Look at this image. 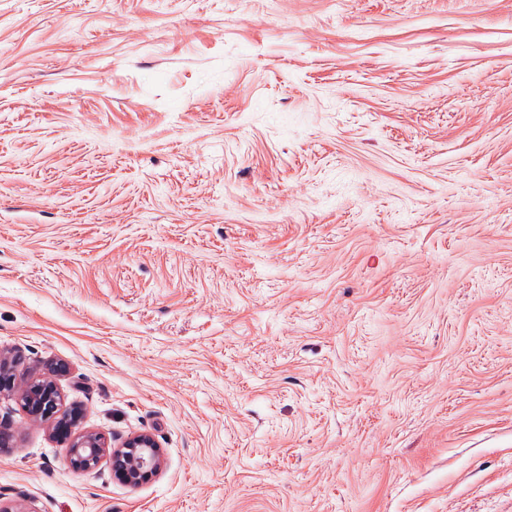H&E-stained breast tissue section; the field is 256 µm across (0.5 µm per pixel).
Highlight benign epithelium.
<instances>
[{"mask_svg":"<svg viewBox=\"0 0 512 512\" xmlns=\"http://www.w3.org/2000/svg\"><path fill=\"white\" fill-rule=\"evenodd\" d=\"M64 371V365H56L42 377L40 384H30L20 391L19 399L30 419L55 420L54 435L66 448V461L73 470L91 471L106 460L113 475L130 486L150 480L160 470L163 460L162 451L151 435L137 434L111 448L97 433L74 431V424L81 416L79 411H72L70 417L55 419L59 406L49 401L50 392L57 390L55 378Z\"/></svg>","mask_w":512,"mask_h":512,"instance_id":"1","label":"benign epithelium"}]
</instances>
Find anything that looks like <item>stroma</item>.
Wrapping results in <instances>:
<instances>
[{
	"instance_id": "1",
	"label": "stroma",
	"mask_w": 512,
	"mask_h": 512,
	"mask_svg": "<svg viewBox=\"0 0 512 512\" xmlns=\"http://www.w3.org/2000/svg\"><path fill=\"white\" fill-rule=\"evenodd\" d=\"M22 512H512V0H0ZM65 371L66 367L64 365H56L50 372L40 378L42 382L39 385H33L35 382L32 381L24 391L23 389L26 385L21 388L19 399L30 419L37 421L41 419L53 420L55 418L59 410L57 401L60 403V396L55 378L58 374ZM51 391L56 392L57 401H53L49 405H46L51 396ZM73 417L64 416L54 424V435L66 448V461L77 472L96 469L107 460L115 477L130 486L150 480L161 468L163 455L151 435L141 433L128 438L117 448H109L100 434L75 432L81 413L72 411Z\"/></svg>"
}]
</instances>
